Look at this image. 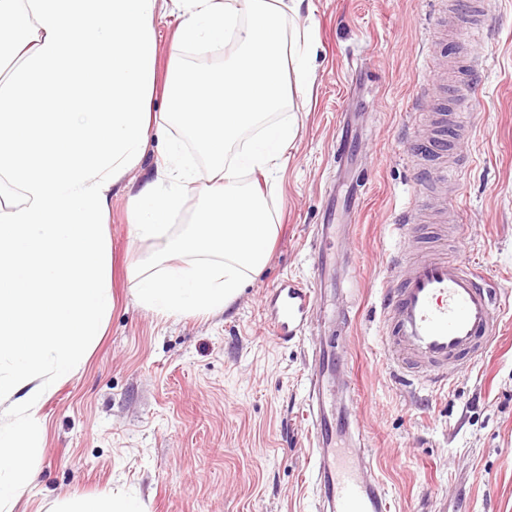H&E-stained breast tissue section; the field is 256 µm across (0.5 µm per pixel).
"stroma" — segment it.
I'll list each match as a JSON object with an SVG mask.
<instances>
[{
    "mask_svg": "<svg viewBox=\"0 0 512 512\" xmlns=\"http://www.w3.org/2000/svg\"><path fill=\"white\" fill-rule=\"evenodd\" d=\"M452 0H310L296 18L309 40L299 133L274 185L264 187L280 232L262 272L228 311L160 318L136 300L131 273L150 247L132 241L126 199L112 198V312L82 367L45 398V445L13 512H54L59 501L112 491L145 512H318L306 417L312 357L347 353L334 379L376 459L391 512H512V306L489 349L445 383L397 372L382 342L388 266L452 250L441 219L454 210L463 246L500 297L512 298V0H486L488 25L468 32ZM470 73L472 125L447 155L426 148L411 114L449 112L460 60ZM453 160L458 182L419 186L421 170ZM359 190V224L336 213L317 276L316 233L330 186ZM423 211L434 236L405 237L400 214ZM315 285L336 313L311 309L302 334L275 335L273 288Z\"/></svg>",
    "mask_w": 512,
    "mask_h": 512,
    "instance_id": "obj_1",
    "label": "stroma"
}]
</instances>
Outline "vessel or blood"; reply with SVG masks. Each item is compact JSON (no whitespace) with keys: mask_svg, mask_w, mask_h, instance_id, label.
Returning <instances> with one entry per match:
<instances>
[{"mask_svg":"<svg viewBox=\"0 0 512 512\" xmlns=\"http://www.w3.org/2000/svg\"><path fill=\"white\" fill-rule=\"evenodd\" d=\"M466 113L439 118L435 148L446 152L467 127ZM392 288L386 289L387 351L394 363H405L437 379L448 380L459 361L476 362L492 342L501 309L484 272L465 255L454 258H399L389 266ZM270 323L277 334L299 331L317 296L294 281L275 291ZM309 415L318 454L315 482L320 512H388L381 483L365 479L373 458L362 448L363 436L352 418L335 428L336 400L312 382Z\"/></svg>","mask_w":512,"mask_h":512,"instance_id":"1","label":"vessel or blood"}]
</instances>
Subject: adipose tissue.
Wrapping results in <instances>:
<instances>
[{
  "label": "adipose tissue",
  "mask_w": 512,
  "mask_h": 512,
  "mask_svg": "<svg viewBox=\"0 0 512 512\" xmlns=\"http://www.w3.org/2000/svg\"><path fill=\"white\" fill-rule=\"evenodd\" d=\"M304 0H0V512L32 480L39 407L90 356L112 311L106 226L125 192L130 233L152 261L134 269L157 316L226 310L262 271L278 233L263 193L298 133L269 122L284 74L309 88L305 37L286 22ZM177 28L167 77L156 19ZM239 51L223 70L191 74L183 52ZM167 109H153L155 94ZM178 126L153 177L134 186L152 134ZM192 140L206 164L184 152ZM198 197L187 210L190 197ZM184 230H176L179 219Z\"/></svg>",
  "instance_id": "ef3b65f1"
}]
</instances>
